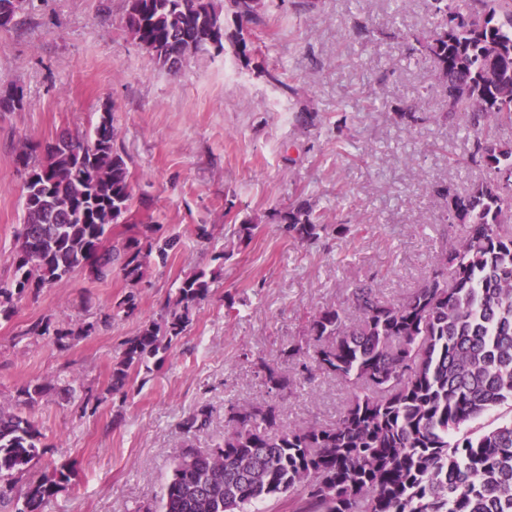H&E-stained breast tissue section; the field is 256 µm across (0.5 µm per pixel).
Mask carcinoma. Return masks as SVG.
<instances>
[{
    "label": "carcinoma",
    "mask_w": 512,
    "mask_h": 512,
    "mask_svg": "<svg viewBox=\"0 0 512 512\" xmlns=\"http://www.w3.org/2000/svg\"><path fill=\"white\" fill-rule=\"evenodd\" d=\"M32 0H0V30L15 24ZM427 31L404 37L407 53L431 64L444 90L445 118L461 115L475 150L448 158V166L475 163L485 175L464 191L434 183L444 200L447 226L464 236L445 244L428 273L399 302L385 300L374 280L354 285L351 320L341 307L313 313L305 342L289 356L303 369L333 375L354 387L343 414L329 426H285L270 402L229 404L224 443L180 453L156 505L144 512H255L266 500L294 497L296 512H512V418L475 430L472 423L512 402V188L497 176L512 171V0H425ZM266 0H127L121 23L155 65L177 72L190 53L233 48L250 63L249 25ZM475 19L448 26V16ZM425 99L417 96L396 113L414 123ZM24 108L20 91H0V111ZM111 111L93 131L64 133L44 148L23 142L14 162L25 173L23 231L16 237L13 279L0 285V317H10L27 294L66 282L87 270L96 280L119 271L141 283L151 262L165 263L177 245L160 226L137 216L125 153L116 145ZM293 239L312 242L327 216L301 200L276 212ZM127 236L106 245L112 226ZM210 278L193 270L167 296L156 320L127 338L112 363L107 391L125 396L131 372L151 371L193 321L209 295ZM139 308L129 291L116 309ZM93 326L53 328L30 324L23 338L48 339L67 348ZM268 393L290 389L288 371L260 362ZM53 389L49 383L18 390L32 407ZM210 422L200 406L180 423L196 434ZM44 434L31 417L0 408V512H44L75 477L71 461L40 473Z\"/></svg>",
    "instance_id": "carcinoma-1"
}]
</instances>
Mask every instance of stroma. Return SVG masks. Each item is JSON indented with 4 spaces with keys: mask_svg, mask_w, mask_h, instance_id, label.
<instances>
[{
    "mask_svg": "<svg viewBox=\"0 0 512 512\" xmlns=\"http://www.w3.org/2000/svg\"><path fill=\"white\" fill-rule=\"evenodd\" d=\"M315 2L306 12L300 0H270L251 26L256 51L246 68L229 48L187 58L175 74L156 68L120 23L126 0H33L17 29L0 31V90L20 87L25 101L23 111L0 112V280L13 275L22 226L16 146L88 131L106 109L128 156L135 209L179 238L137 287L116 272L98 281L79 271L0 318V404L31 382L77 380V396L55 392L29 411L45 436L41 467L77 463L45 512H137L154 502L182 448L223 442L225 406L266 399L263 360L288 367L293 385L277 399L285 424L335 423L351 386L320 374L304 381L286 359L289 345L314 311L347 307L359 281L375 278L392 302L415 288L445 233L444 202L429 183L463 190L479 178L475 167L449 168L473 137L464 118L443 119L431 65L409 59L394 38L429 28L424 0L400 9L393 0ZM358 21L389 39L365 43ZM229 68L239 82H226ZM418 95L422 122H395ZM306 111L315 116L308 130L295 121ZM297 199L327 214L315 242L290 238L273 217ZM247 219L258 228L242 242L233 230ZM202 224L210 239L199 238ZM192 269L209 271L211 282L189 330L130 381L125 399L106 400L113 357ZM132 288L137 313L114 314ZM47 317L95 329L68 349L18 340ZM88 390L103 398L92 415L80 399ZM202 405L210 424L187 436L179 423Z\"/></svg>",
    "mask_w": 512,
    "mask_h": 512,
    "instance_id": "obj_1",
    "label": "stroma"
}]
</instances>
